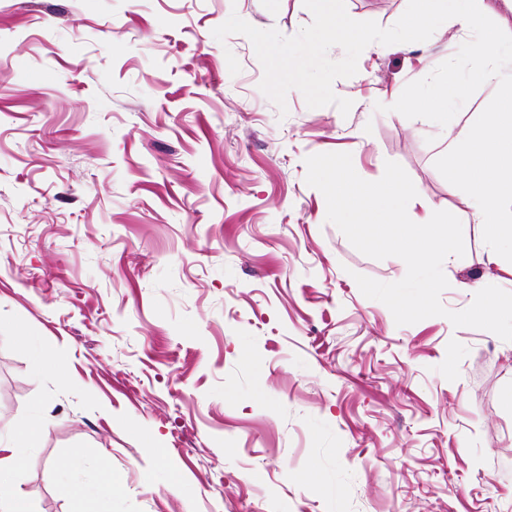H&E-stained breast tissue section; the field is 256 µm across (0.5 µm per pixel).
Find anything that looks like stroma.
<instances>
[{"label": "stroma", "instance_id": "stroma-1", "mask_svg": "<svg viewBox=\"0 0 512 512\" xmlns=\"http://www.w3.org/2000/svg\"><path fill=\"white\" fill-rule=\"evenodd\" d=\"M407 4L345 0L385 28ZM233 13L312 21L303 0H0V427L45 423L16 490L77 512L55 468L75 458L80 480L120 477L110 512H512V342L396 325L354 276L405 263L327 222L304 163L346 152L368 181L399 163L462 223L442 304L512 292L434 166L495 84L446 128L377 111L456 53L440 25L368 45L333 83L348 115L293 89L283 116L250 40L212 35Z\"/></svg>", "mask_w": 512, "mask_h": 512}]
</instances>
